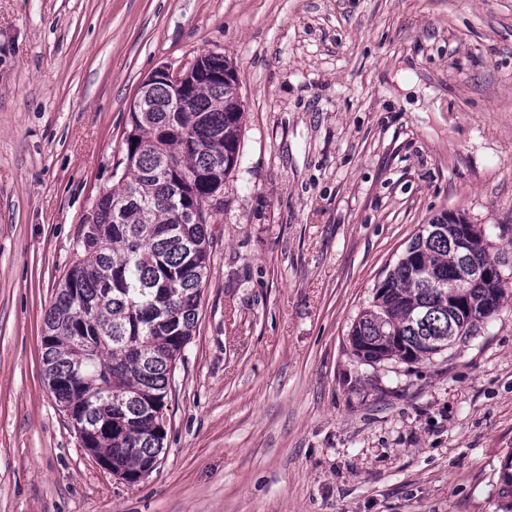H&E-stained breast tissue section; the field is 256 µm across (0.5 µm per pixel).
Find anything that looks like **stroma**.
<instances>
[{
    "label": "stroma",
    "mask_w": 512,
    "mask_h": 512,
    "mask_svg": "<svg viewBox=\"0 0 512 512\" xmlns=\"http://www.w3.org/2000/svg\"><path fill=\"white\" fill-rule=\"evenodd\" d=\"M243 101L157 468L96 463L43 374L45 308L157 67ZM512 269V0H0V512H504L512 287L440 354L349 332L444 213Z\"/></svg>",
    "instance_id": "stroma-1"
}]
</instances>
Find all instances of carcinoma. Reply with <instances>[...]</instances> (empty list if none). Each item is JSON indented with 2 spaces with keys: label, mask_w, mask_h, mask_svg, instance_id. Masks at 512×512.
<instances>
[{
  "label": "carcinoma",
  "mask_w": 512,
  "mask_h": 512,
  "mask_svg": "<svg viewBox=\"0 0 512 512\" xmlns=\"http://www.w3.org/2000/svg\"><path fill=\"white\" fill-rule=\"evenodd\" d=\"M144 108L130 116L117 181L96 199L78 259L42 319L48 386L82 447L97 463L137 477L154 471L163 453L172 367L195 332L210 267L214 236L184 214L210 205L238 166L243 117L228 82L200 81L183 102L161 83ZM166 160L174 168L161 178ZM449 222L475 244L471 262L490 263L481 226L460 214L427 225L352 325L349 341L360 360L418 361L428 343L448 336V283L460 258L434 228ZM504 294L484 281L468 289L466 308L492 317ZM86 342L95 345L89 357L78 352Z\"/></svg>",
  "instance_id": "carcinoma-1"
}]
</instances>
